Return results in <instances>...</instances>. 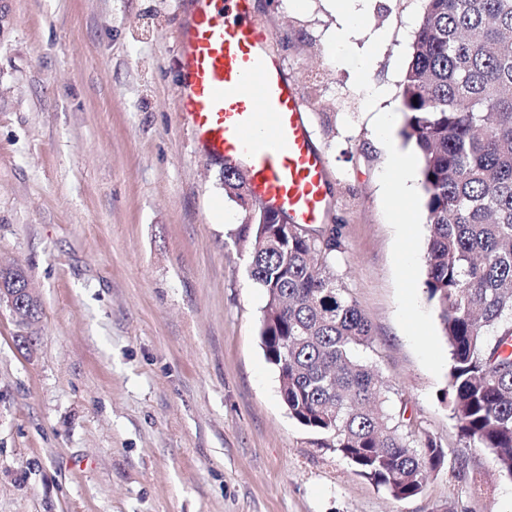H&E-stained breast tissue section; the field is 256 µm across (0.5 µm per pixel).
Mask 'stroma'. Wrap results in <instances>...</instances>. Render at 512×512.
<instances>
[{
  "label": "stroma",
  "instance_id": "1",
  "mask_svg": "<svg viewBox=\"0 0 512 512\" xmlns=\"http://www.w3.org/2000/svg\"><path fill=\"white\" fill-rule=\"evenodd\" d=\"M254 3L327 164L332 269L371 324L388 405L448 465L396 499L289 416L245 211L178 123L189 0H0V264L24 267L41 305L26 349L0 307V512H512V478L448 409L422 181L405 209L383 187L390 148L414 151L399 91L422 0L363 11L361 78L336 65L332 0ZM373 82L387 97L369 101Z\"/></svg>",
  "mask_w": 512,
  "mask_h": 512
}]
</instances>
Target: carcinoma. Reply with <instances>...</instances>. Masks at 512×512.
<instances>
[{
	"label": "carcinoma",
	"instance_id": "obj_1",
	"mask_svg": "<svg viewBox=\"0 0 512 512\" xmlns=\"http://www.w3.org/2000/svg\"><path fill=\"white\" fill-rule=\"evenodd\" d=\"M423 2L400 101L421 163L425 287L450 351L451 418L512 477V0ZM245 187L224 167L229 198L243 202ZM237 238L254 242L248 273L267 298L260 345L289 415L392 497L423 493L445 454L430 438L418 452L388 410L362 356L371 327L331 270L336 228L312 243L254 204ZM0 271L6 287H29L23 268Z\"/></svg>",
	"mask_w": 512,
	"mask_h": 512
}]
</instances>
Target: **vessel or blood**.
I'll return each instance as SVG.
<instances>
[{
	"label": "vessel or blood",
	"instance_id": "1",
	"mask_svg": "<svg viewBox=\"0 0 512 512\" xmlns=\"http://www.w3.org/2000/svg\"><path fill=\"white\" fill-rule=\"evenodd\" d=\"M251 0H193L180 60L179 121L210 158L243 170L253 200L295 224L330 206L326 164L314 148L298 84L267 46Z\"/></svg>",
	"mask_w": 512,
	"mask_h": 512
}]
</instances>
